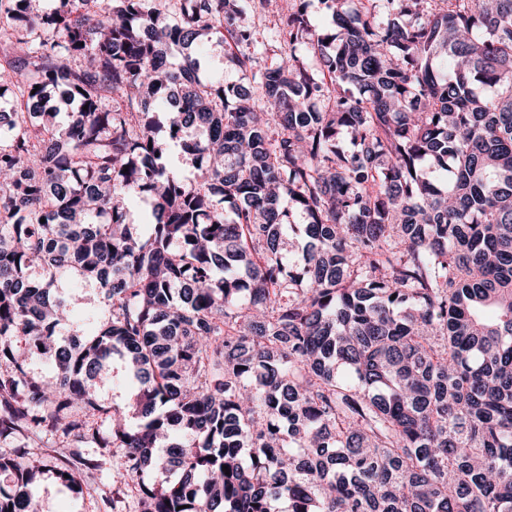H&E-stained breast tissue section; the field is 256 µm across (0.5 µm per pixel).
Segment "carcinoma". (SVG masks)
<instances>
[{"instance_id": "cac0c4a2", "label": "carcinoma", "mask_w": 512, "mask_h": 512, "mask_svg": "<svg viewBox=\"0 0 512 512\" xmlns=\"http://www.w3.org/2000/svg\"><path fill=\"white\" fill-rule=\"evenodd\" d=\"M363 1L274 12L244 87L202 72L252 67L243 0H0L1 440L110 450L137 512H512V0ZM42 473L0 454V512ZM226 38V39H225ZM227 36H224V41H219L217 35H212L209 39L204 38V54L208 60V73L222 74L228 73L229 76L242 78L241 83L247 85L248 78H251V72H236L229 71L227 66L228 53L230 52ZM165 161L167 168L173 170L181 177H191L192 165L190 158L182 152L179 144L169 142ZM60 285L59 289L65 294L70 306V323L61 328L62 337L68 339L72 334L87 335L91 331V325L86 320L87 316L92 312L99 315L104 312L96 285L72 279Z\"/></svg>"}]
</instances>
